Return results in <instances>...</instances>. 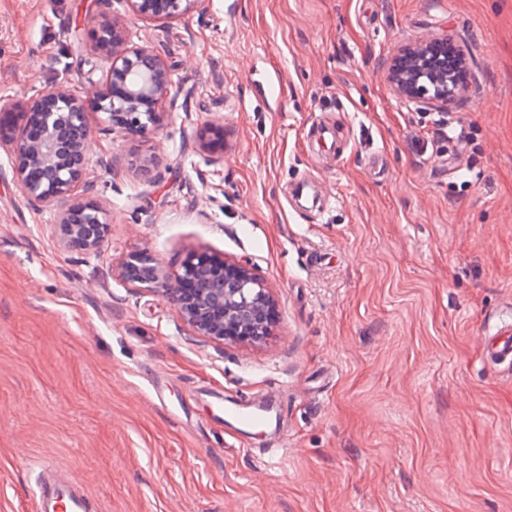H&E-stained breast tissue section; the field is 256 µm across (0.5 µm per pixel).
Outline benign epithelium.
I'll use <instances>...</instances> for the list:
<instances>
[{
  "mask_svg": "<svg viewBox=\"0 0 512 512\" xmlns=\"http://www.w3.org/2000/svg\"><path fill=\"white\" fill-rule=\"evenodd\" d=\"M199 0H125L128 11L144 19H176ZM448 39L430 37L404 45L390 57L386 78L392 91L407 100L444 109L464 88H448L443 72L428 82L430 53ZM89 52L106 64L99 80L88 79L76 90L57 84L26 101L0 99V149L14 159V171L24 196L52 206L83 188L84 196L58 218L63 244L85 253L99 250L108 233L106 209L91 195L85 176L89 166L86 141L90 110L105 115L109 130L140 134L160 128L170 94L167 61L154 47H132L119 16L104 14L91 21ZM201 150L217 164L224 154V127L205 125ZM118 276L146 284L177 307L192 331L212 342L253 347L261 345L276 318L279 302L273 288L247 262L232 257L192 252L179 270L168 271L146 250L132 252Z\"/></svg>",
  "mask_w": 512,
  "mask_h": 512,
  "instance_id": "benign-epithelium-1",
  "label": "benign epithelium"
}]
</instances>
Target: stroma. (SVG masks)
Returning a JSON list of instances; mask_svg holds the SVG:
<instances>
[{
  "label": "stroma",
  "mask_w": 512,
  "mask_h": 512,
  "mask_svg": "<svg viewBox=\"0 0 512 512\" xmlns=\"http://www.w3.org/2000/svg\"><path fill=\"white\" fill-rule=\"evenodd\" d=\"M162 47L163 126L90 117L89 177L110 211L98 252L67 249L56 208L0 149V512H32L52 460L93 512H512V0H199L173 21L124 0H0V99L100 79L89 21ZM460 46L448 106L466 140L386 81L396 50ZM224 126V158L198 147ZM344 140L315 146L314 123ZM147 250L252 264L275 289L265 344L192 335L115 268ZM277 387L280 434L240 432L216 398ZM512 326L508 324L484 339V355L493 362H512Z\"/></svg>",
  "instance_id": "obj_1"
}]
</instances>
